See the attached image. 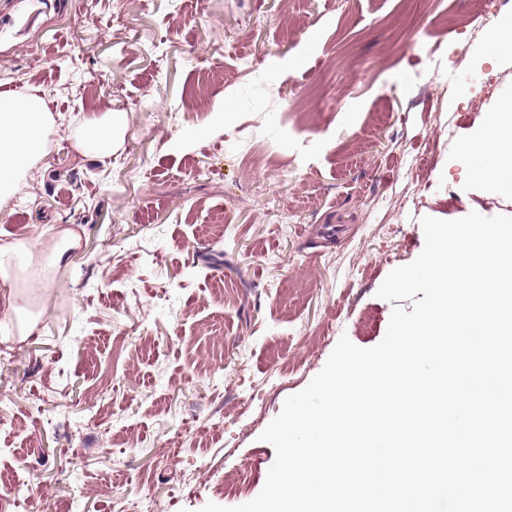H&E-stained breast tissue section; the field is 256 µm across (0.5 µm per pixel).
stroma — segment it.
<instances>
[{"instance_id": "1", "label": "stroma", "mask_w": 512, "mask_h": 512, "mask_svg": "<svg viewBox=\"0 0 512 512\" xmlns=\"http://www.w3.org/2000/svg\"><path fill=\"white\" fill-rule=\"evenodd\" d=\"M75 2L0 57V93L55 106L0 240L76 241L42 286L0 283V312L15 287L37 319L0 335V500L246 503L285 399L341 336L384 338L392 305L376 292L421 253V218L512 216V189L475 180L462 150L512 103V58L488 36L512 0L473 24L471 0ZM107 111L126 115L120 147L79 154L77 128Z\"/></svg>"}]
</instances>
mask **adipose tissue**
Wrapping results in <instances>:
<instances>
[{
	"label": "adipose tissue",
	"mask_w": 512,
	"mask_h": 512,
	"mask_svg": "<svg viewBox=\"0 0 512 512\" xmlns=\"http://www.w3.org/2000/svg\"><path fill=\"white\" fill-rule=\"evenodd\" d=\"M50 123L43 98L26 92L0 93V208L14 198L23 179L46 156ZM125 123L121 112L86 117L75 139L77 151L101 160L110 157ZM465 151L475 158L474 176L488 188L500 189L512 177V113H490L485 135Z\"/></svg>",
	"instance_id": "1"
}]
</instances>
